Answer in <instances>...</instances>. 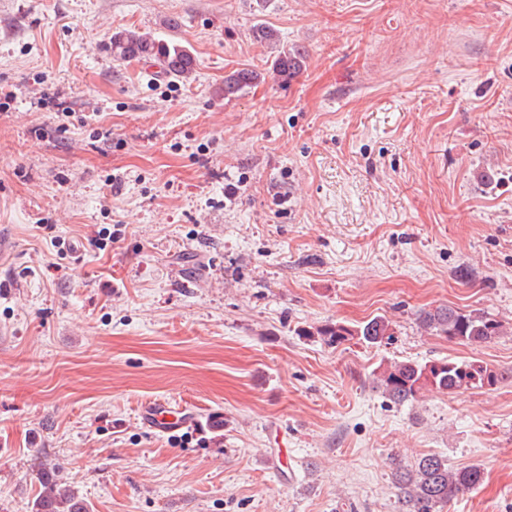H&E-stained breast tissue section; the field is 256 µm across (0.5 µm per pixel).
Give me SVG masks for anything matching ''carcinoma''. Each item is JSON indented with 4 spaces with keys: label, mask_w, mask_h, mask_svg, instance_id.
<instances>
[{
    "label": "carcinoma",
    "mask_w": 512,
    "mask_h": 512,
    "mask_svg": "<svg viewBox=\"0 0 512 512\" xmlns=\"http://www.w3.org/2000/svg\"><path fill=\"white\" fill-rule=\"evenodd\" d=\"M112 55L122 61L154 60L164 74L188 79L195 70V60L182 46L155 37L149 32L125 30L112 36ZM305 54L299 47L278 50L274 67L287 79L296 77L304 67ZM262 73L241 69L224 78V97L231 98L258 84ZM418 323L426 331L444 336L459 344L487 342L497 336L512 334V326L485 312L440 305L418 314ZM304 337H318L328 346H338L352 339L371 345L389 343L395 325L385 316H376L358 327L343 322H329L315 330H302ZM503 374L478 360L452 358L429 361H393L373 373V382L381 393L397 404L413 403L426 391L456 393L494 387ZM483 471L478 466L453 468L448 460L435 454L426 455L410 468H397L395 484L399 490L401 512H438L459 494L478 487ZM40 490L32 502L31 512H90L87 503L69 488L59 486L54 467L40 464Z\"/></svg>",
    "instance_id": "carcinoma-1"
}]
</instances>
